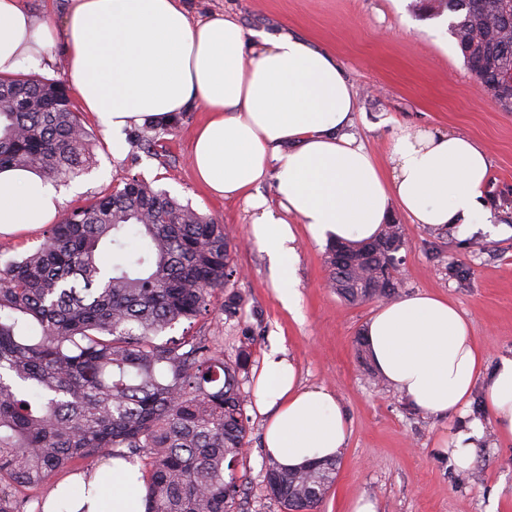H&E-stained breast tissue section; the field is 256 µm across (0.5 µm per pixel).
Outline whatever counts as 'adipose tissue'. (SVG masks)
I'll use <instances>...</instances> for the list:
<instances>
[{
  "label": "adipose tissue",
  "instance_id": "obj_1",
  "mask_svg": "<svg viewBox=\"0 0 512 512\" xmlns=\"http://www.w3.org/2000/svg\"><path fill=\"white\" fill-rule=\"evenodd\" d=\"M55 29L20 0H0V75L50 49ZM65 79L107 133L160 121L194 104L206 120L192 137V168L210 194L241 198L252 233L279 262L275 284L293 301L299 253L292 221L317 241L365 242L387 224L390 202L413 223L466 237L487 223L481 202L489 157L476 140L447 131L399 128L378 163L346 134L355 93L335 58L289 31H249L236 19L193 20L182 0H69ZM275 181L277 205L257 192ZM57 189L24 169L0 171V233L56 223ZM379 375L418 411H464L477 382L499 433L512 438V358L493 371L466 315L448 298L417 294L384 304L365 329ZM255 404L264 445L280 466L337 457L350 434L337 397L305 387L288 358L268 361ZM83 492L68 512H144L138 467L112 458L72 475Z\"/></svg>",
  "mask_w": 512,
  "mask_h": 512
}]
</instances>
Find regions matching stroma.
<instances>
[{
    "label": "stroma",
    "mask_w": 512,
    "mask_h": 512,
    "mask_svg": "<svg viewBox=\"0 0 512 512\" xmlns=\"http://www.w3.org/2000/svg\"><path fill=\"white\" fill-rule=\"evenodd\" d=\"M414 4L187 0L192 18L225 14L251 31L285 28L332 53L355 92L350 131L376 158H384L401 126L457 132L485 147L491 169L482 203L491 229L461 239L450 229L412 223L397 207L390 221L404 233L397 268L403 295L426 292L454 302L469 318L492 369L502 357H512V112L502 110L466 67L447 16H419ZM205 118L193 105L178 126L141 125V139L124 138L116 153L111 135L85 114L94 163L58 183L59 212L67 214L136 178L223 224L239 270L236 286L245 296L242 316L230 319L217 309L175 324L166 335L204 336L228 355L243 346L251 352L241 381L249 448L234 465L242 485L240 512H283L264 490V418L254 403L260 368L281 357L296 362L303 385L333 392L351 425L336 480L318 512H348L349 502L362 495L376 500L378 512H512V439L498 433L482 388L474 389L466 412L432 418L391 386L377 385L371 356L358 340L378 305L350 304L330 288L328 245L312 239L302 224L294 227L299 302L293 308L284 304L274 288L278 265L252 236L250 211L242 201L210 195L195 179L192 135ZM474 423L483 426L484 438L465 475L441 441Z\"/></svg>",
    "instance_id": "obj_1"
}]
</instances>
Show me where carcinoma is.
<instances>
[{
    "mask_svg": "<svg viewBox=\"0 0 512 512\" xmlns=\"http://www.w3.org/2000/svg\"><path fill=\"white\" fill-rule=\"evenodd\" d=\"M449 14L467 67L505 109L499 67L512 59V0H421ZM93 162L91 135L61 79L0 76V170L64 180ZM402 227L365 244L333 242L330 282L349 302L398 295ZM224 225L131 179L51 225L47 242L0 264V512H23L14 488L51 491L49 478L89 459L141 463L145 512H234L227 470L245 454L248 418L232 357L202 336L162 339L210 311L243 310ZM121 452H116V449ZM337 462L297 469L268 460L264 482L285 512H317Z\"/></svg>",
    "mask_w": 512,
    "mask_h": 512,
    "instance_id": "carcinoma-1",
    "label": "carcinoma"
}]
</instances>
